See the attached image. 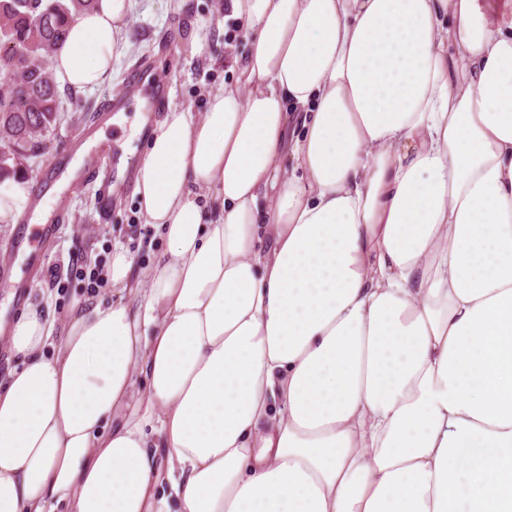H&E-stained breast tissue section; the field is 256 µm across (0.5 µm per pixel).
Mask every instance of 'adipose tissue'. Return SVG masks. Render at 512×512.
<instances>
[{
  "label": "adipose tissue",
  "instance_id": "adipose-tissue-1",
  "mask_svg": "<svg viewBox=\"0 0 512 512\" xmlns=\"http://www.w3.org/2000/svg\"><path fill=\"white\" fill-rule=\"evenodd\" d=\"M229 6L237 80L137 170L167 255L8 330L0 512H512V0ZM130 9L71 23L61 84L111 81Z\"/></svg>",
  "mask_w": 512,
  "mask_h": 512
}]
</instances>
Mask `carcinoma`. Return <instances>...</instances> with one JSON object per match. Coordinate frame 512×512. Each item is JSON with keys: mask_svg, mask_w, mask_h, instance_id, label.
<instances>
[{"mask_svg": "<svg viewBox=\"0 0 512 512\" xmlns=\"http://www.w3.org/2000/svg\"><path fill=\"white\" fill-rule=\"evenodd\" d=\"M98 0H0V62H9L12 82L0 94V180L26 169L50 149L45 134L65 118L63 94L48 65L40 62L66 40L74 18Z\"/></svg>", "mask_w": 512, "mask_h": 512, "instance_id": "carcinoma-1", "label": "carcinoma"}]
</instances>
